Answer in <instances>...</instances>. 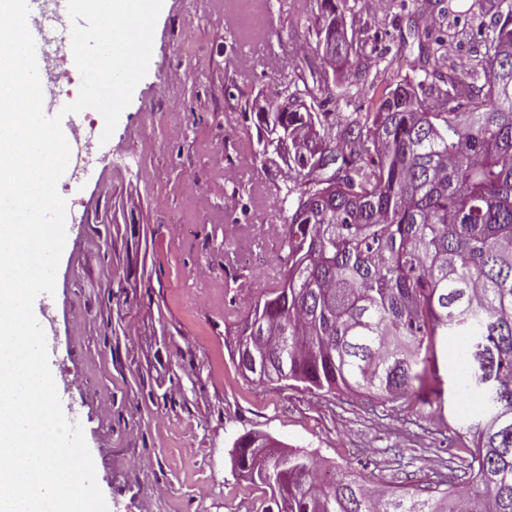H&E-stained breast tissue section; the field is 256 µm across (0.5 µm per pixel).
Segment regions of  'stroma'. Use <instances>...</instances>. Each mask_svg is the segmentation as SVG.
<instances>
[{
    "mask_svg": "<svg viewBox=\"0 0 512 512\" xmlns=\"http://www.w3.org/2000/svg\"><path fill=\"white\" fill-rule=\"evenodd\" d=\"M266 0L261 29L249 0H164L146 77L107 143L83 129L58 189L67 200L66 245L54 295L38 296L53 374L87 393L60 400L81 424L109 512H264L268 494L231 467L247 432L314 456L322 471L414 490L470 436L430 410L422 440L402 441L400 420L360 399L314 394L302 384L261 385L242 375L224 334L273 281L287 212L277 186L287 165L256 156V112L276 90L333 77L316 51L319 0ZM471 20L434 16L400 0H341L345 36L361 48L356 90L336 100L337 119L367 106L374 89L418 64L417 35L438 24L448 63L473 61L479 29L498 0H457ZM179 107V123L167 113ZM248 268L244 289L225 269Z\"/></svg>",
    "mask_w": 512,
    "mask_h": 512,
    "instance_id": "1",
    "label": "stroma"
}]
</instances>
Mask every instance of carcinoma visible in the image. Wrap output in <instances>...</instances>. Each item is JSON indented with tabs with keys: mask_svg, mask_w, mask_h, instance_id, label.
<instances>
[{
	"mask_svg": "<svg viewBox=\"0 0 512 512\" xmlns=\"http://www.w3.org/2000/svg\"><path fill=\"white\" fill-rule=\"evenodd\" d=\"M342 27L321 0L317 44L355 77ZM482 43L475 66L448 68L445 39L425 31L424 77L387 85L333 135L295 92L257 117L255 153L295 178L279 274L234 322L241 372L441 414L455 350L483 402L464 419L476 443L421 494L321 480L308 455L239 436L232 468L269 489L265 512H512V0Z\"/></svg>",
	"mask_w": 512,
	"mask_h": 512,
	"instance_id": "carcinoma-1",
	"label": "carcinoma"
}]
</instances>
